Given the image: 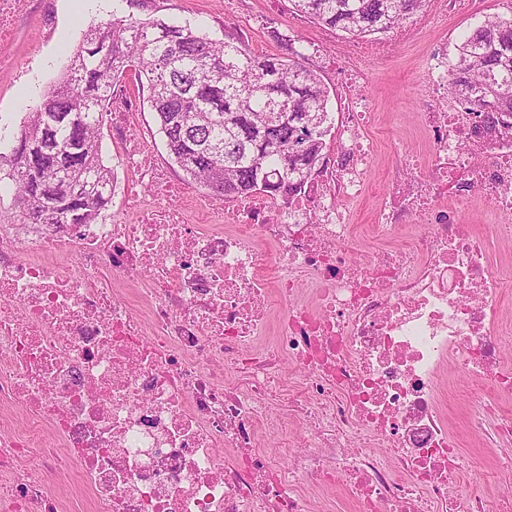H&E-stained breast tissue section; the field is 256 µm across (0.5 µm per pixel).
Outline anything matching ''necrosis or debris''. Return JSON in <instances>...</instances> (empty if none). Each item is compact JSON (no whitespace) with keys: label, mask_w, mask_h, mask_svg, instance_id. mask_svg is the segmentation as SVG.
<instances>
[{"label":"necrosis or debris","mask_w":512,"mask_h":512,"mask_svg":"<svg viewBox=\"0 0 512 512\" xmlns=\"http://www.w3.org/2000/svg\"><path fill=\"white\" fill-rule=\"evenodd\" d=\"M35 9L42 35L18 43ZM55 32L49 0H0V71L23 78ZM371 54L348 71L340 162L288 203L190 223L210 199L172 193L118 94L120 163L162 197L129 196L118 224L0 225V406L20 409L0 417V512H315L335 485L352 512H512L511 483L484 505L441 394L443 376L471 381L468 432L511 471L497 244L512 240V130L437 105V45L420 114L432 150L397 153L384 207L353 223L376 155ZM477 196L479 230L462 218ZM144 278L132 299L116 287ZM288 427L284 465L262 442Z\"/></svg>","instance_id":"4bbe7bcc"}]
</instances>
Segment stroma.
<instances>
[{
    "instance_id": "35a3bbf8",
    "label": "stroma",
    "mask_w": 512,
    "mask_h": 512,
    "mask_svg": "<svg viewBox=\"0 0 512 512\" xmlns=\"http://www.w3.org/2000/svg\"><path fill=\"white\" fill-rule=\"evenodd\" d=\"M54 5L57 33L45 46L41 60L20 81L0 75V113L11 116L13 121H20L27 106L58 79L83 33L112 15L100 0H54ZM120 10L141 18L188 22L215 39L231 35L266 55L281 54L277 35L294 39L296 49L304 55L305 66L313 69L328 88L329 107L338 120L344 112L342 83L346 62L320 52L321 40L328 37L351 50L394 45L392 56H371L362 63L366 102L378 117L373 133L377 159L369 174L370 189L352 205L357 223L364 224L374 209L386 201L393 170L392 143L421 155L429 149L430 141L420 128L418 101L427 84L433 47L444 43L449 49H456L463 35L485 16L511 12L512 0H472L470 10L452 8L445 12L428 0L422 12L393 32L364 37L324 27L294 10L290 0H122ZM123 85L135 104L133 120L144 131L155 163L167 172L174 186L203 194V187L189 180L169 155L146 93L131 79H124Z\"/></svg>"
}]
</instances>
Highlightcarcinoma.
I'll list each match as a JSON object with an SVG mask.
<instances>
[{
    "mask_svg": "<svg viewBox=\"0 0 512 512\" xmlns=\"http://www.w3.org/2000/svg\"><path fill=\"white\" fill-rule=\"evenodd\" d=\"M317 23L352 36L386 33L426 0H291ZM285 40L279 57L189 25L118 15L85 31L69 64L18 131L0 124V145L19 135L25 152L0 151V185L12 192L14 224H95L112 201L100 126L112 87L129 72L169 154L186 176L227 198H289L323 160L334 128L329 92ZM449 85L468 112L495 127L512 117V13L487 17L464 36Z\"/></svg>",
    "mask_w": 512,
    "mask_h": 512,
    "instance_id": "1",
    "label": "carcinoma"
}]
</instances>
